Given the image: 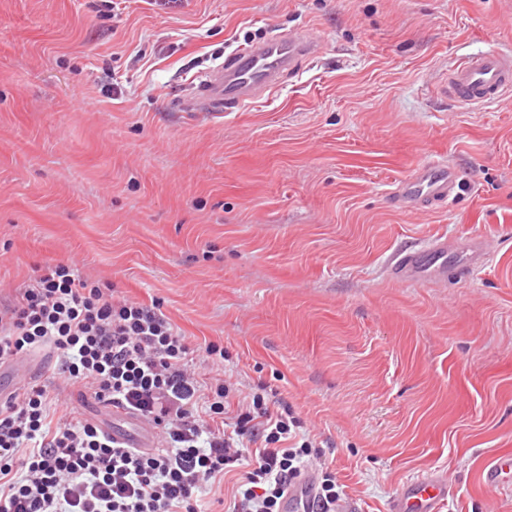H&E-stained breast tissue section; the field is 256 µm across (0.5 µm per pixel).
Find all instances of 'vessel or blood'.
Instances as JSON below:
<instances>
[{
  "mask_svg": "<svg viewBox=\"0 0 512 512\" xmlns=\"http://www.w3.org/2000/svg\"><path fill=\"white\" fill-rule=\"evenodd\" d=\"M321 52L318 40L306 34L288 33L236 48L223 66L201 76L194 97L185 103L195 116L223 119L246 103L263 98L293 73L299 62L316 58ZM444 93L465 106H483L512 94V53L491 48L450 69ZM462 188V174L448 164L431 160L418 166L389 194L391 205L405 211H422L448 205ZM448 245L434 241L423 247L397 251L391 259L393 273L410 279L417 272L445 269ZM115 442L125 448L157 447L154 427L140 425L136 430L117 426ZM486 486L497 489L512 481V458H494L481 471ZM452 481L444 473H419L410 477L391 496L388 512H441L451 494ZM316 479L312 471L292 482L282 502V512H313Z\"/></svg>",
  "mask_w": 512,
  "mask_h": 512,
  "instance_id": "1",
  "label": "vessel or blood"
}]
</instances>
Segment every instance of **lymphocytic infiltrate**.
Instances as JSON below:
<instances>
[{
	"mask_svg": "<svg viewBox=\"0 0 512 512\" xmlns=\"http://www.w3.org/2000/svg\"><path fill=\"white\" fill-rule=\"evenodd\" d=\"M46 347L67 383L157 428L159 446L118 447L97 422L56 414L46 386L24 383L0 401V512H204L201 492L236 470L227 512H281L309 467L317 512H336V474L292 406L261 382L227 417L233 383L199 374L223 366V344L195 348L159 304L45 266L0 303V366Z\"/></svg>",
	"mask_w": 512,
	"mask_h": 512,
	"instance_id": "1",
	"label": "lymphocytic infiltrate"
}]
</instances>
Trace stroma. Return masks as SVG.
Wrapping results in <instances>:
<instances>
[{
    "label": "stroma",
    "instance_id": "35a3bbf8",
    "mask_svg": "<svg viewBox=\"0 0 512 512\" xmlns=\"http://www.w3.org/2000/svg\"><path fill=\"white\" fill-rule=\"evenodd\" d=\"M0 0V301L63 261L223 343L241 390L275 382L321 442L344 505L387 512L413 474L442 512H512L479 472L512 455V95L442 93L448 69L512 52V0ZM302 32L319 57L214 123L196 78ZM457 167L446 209H393L420 164ZM474 243L468 280H396L403 247ZM47 356L0 370L78 397Z\"/></svg>",
    "mask_w": 512,
    "mask_h": 512
}]
</instances>
